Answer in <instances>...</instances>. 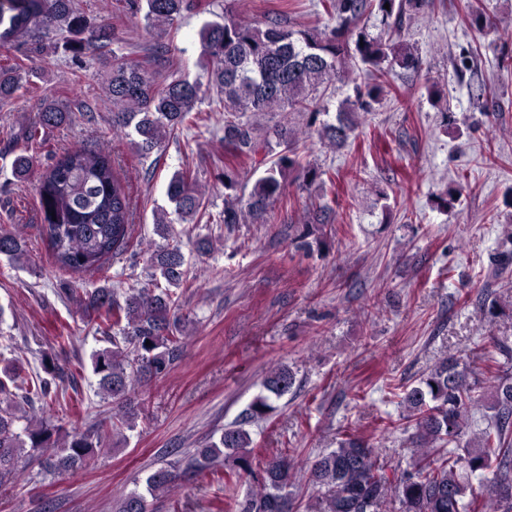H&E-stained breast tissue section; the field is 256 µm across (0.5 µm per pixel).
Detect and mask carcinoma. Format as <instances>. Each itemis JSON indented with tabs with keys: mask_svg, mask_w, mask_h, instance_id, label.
I'll list each match as a JSON object with an SVG mask.
<instances>
[{
	"mask_svg": "<svg viewBox=\"0 0 512 512\" xmlns=\"http://www.w3.org/2000/svg\"><path fill=\"white\" fill-rule=\"evenodd\" d=\"M132 13H144L153 27L166 28L181 15L201 7L198 0H127ZM328 22L323 27L294 30L277 17L262 22L224 10L220 21L199 30L200 64L207 81L174 75L162 86L127 56L112 51L107 93L112 102V126L133 137L137 150L149 155L181 131L200 127L203 101L224 112L219 142L228 162L247 160L263 169L250 191L224 172V212H207L205 193L191 168L176 171L167 185L174 213L184 223L202 219L231 226L266 222L272 204L289 181L311 186L324 183L327 171L304 161L305 132L288 115L308 116L319 125V137L342 148L358 127L357 118L374 110L382 97H399L391 82L396 69L417 72L422 61L401 40L405 18L433 5V0H320ZM389 8H384V5ZM463 21L479 31L487 27L483 14L469 0ZM372 16L381 31L373 36L361 23ZM67 33L71 50L97 52L112 41L107 26L89 30L75 0H0V49L23 40L42 53L46 43ZM362 67L371 76L354 84L339 104L335 121L317 123L328 113L324 104L334 79L348 67ZM23 81L20 70L0 67V102L11 99ZM279 113L263 125L260 118ZM70 113L50 103L39 121L23 136L67 123ZM43 216L41 232L56 266L78 278L104 271L105 264L128 251L132 211L122 179L103 149H76L59 158L38 188ZM328 206L304 218L292 242L308 249L315 225L325 222ZM155 233L166 244L153 250L147 263L150 278L125 290L100 286L85 292V310L100 322L94 334L110 346L92 354V371L102 399L112 402V416L93 431L53 423L51 411L59 394L61 368L41 357L42 373L26 379L6 366L0 378V487L17 482L27 458L37 455L42 470L53 476L75 475L103 441L126 440L123 430L135 427L139 415L138 388L168 376L184 347L188 317L181 312L177 290L187 286L185 256L177 244L168 212L156 213ZM0 255L12 263L27 260L22 238L0 227ZM489 322L512 318V304L497 298L482 301ZM506 361L488 360L486 379L471 375L461 358L437 362L417 383L404 390L403 419L412 424L406 466L390 469L380 462L368 440L343 434L336 447L303 463L295 448L257 458L243 424L224 428L218 440L196 449L189 467L205 472L223 469L224 484L249 485L244 495L233 492L225 512H299L297 488L315 490L305 512H512V348L501 345ZM295 375L286 366L270 369L246 422L262 420L275 410L273 400L292 392ZM38 402L42 415H28L25 406ZM174 471L159 468L146 477V492L131 491L118 502L117 512H149L147 496L170 490Z\"/></svg>",
	"mask_w": 512,
	"mask_h": 512,
	"instance_id": "1",
	"label": "carcinoma"
}]
</instances>
